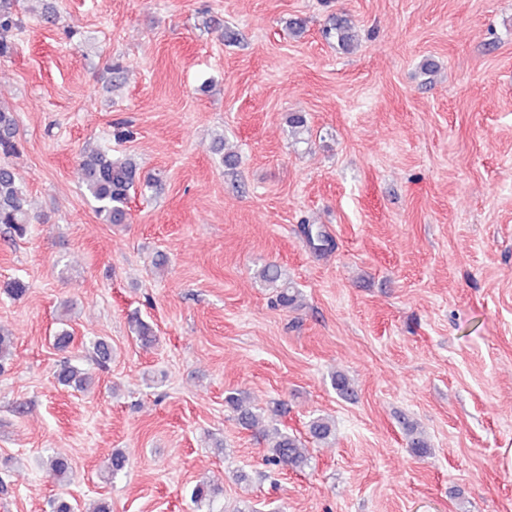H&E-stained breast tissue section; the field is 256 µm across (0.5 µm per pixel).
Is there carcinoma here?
<instances>
[{"label":"carcinoma","mask_w":512,"mask_h":512,"mask_svg":"<svg viewBox=\"0 0 512 512\" xmlns=\"http://www.w3.org/2000/svg\"><path fill=\"white\" fill-rule=\"evenodd\" d=\"M19 0H0V57L11 53V37L22 25V17L16 10ZM325 37L334 38L347 46L353 40L352 24L347 18H338L324 32ZM19 152L16 140V124L12 112L0 106V154L12 156ZM83 181L87 192L97 203V216L105 224H127L130 220L129 203L137 189L148 190L160 183L159 177L143 174L140 165L131 157H112L106 151H93L82 155L80 162ZM26 190L15 169L7 164L0 165V224L8 226L13 233L22 237L30 225L36 223ZM259 276L275 286L276 302L282 307H292L301 300V292L282 280L281 271L274 265L263 268ZM58 381L77 390H85L93 383L89 369L69 361L63 362L57 372ZM228 406L237 414L240 425L255 432L261 439L268 437L264 415L253 411L245 404V397L231 392L225 397ZM409 447L418 456L430 451V444L424 433L407 420L402 421ZM334 432L333 421L324 416L312 418L307 424V434L318 443L327 441ZM265 462L271 466L302 472L310 465V449L304 446L301 437L292 432L274 429V440L266 448ZM46 473L62 486L69 483L71 464L61 455L48 457ZM223 489L211 481H203L193 488L191 500L197 509L213 504Z\"/></svg>","instance_id":"obj_1"}]
</instances>
